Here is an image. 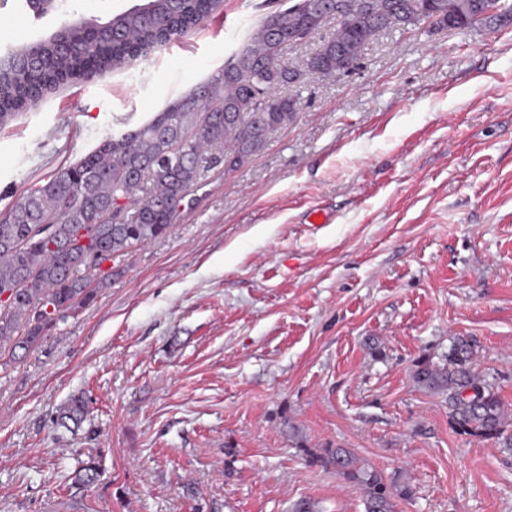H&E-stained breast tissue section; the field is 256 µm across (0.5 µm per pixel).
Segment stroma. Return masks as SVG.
<instances>
[{
    "label": "stroma",
    "mask_w": 512,
    "mask_h": 512,
    "mask_svg": "<svg viewBox=\"0 0 512 512\" xmlns=\"http://www.w3.org/2000/svg\"><path fill=\"white\" fill-rule=\"evenodd\" d=\"M288 5L223 0L0 127V217ZM65 19L0 0V54ZM335 26L284 52L288 125L238 166L202 163L167 236L103 262L95 300L37 346L0 350V512H364L320 461L336 447L410 489L395 512H512V452L413 378L464 336L512 411V23L394 28L340 79L304 71ZM74 395L78 426L57 418Z\"/></svg>",
    "instance_id": "obj_1"
}]
</instances>
